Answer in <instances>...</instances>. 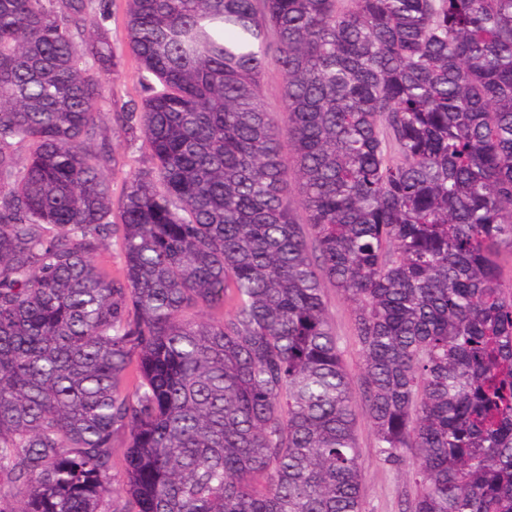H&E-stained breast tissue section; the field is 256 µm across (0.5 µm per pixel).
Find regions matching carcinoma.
Listing matches in <instances>:
<instances>
[{
	"label": "carcinoma",
	"instance_id": "carcinoma-1",
	"mask_svg": "<svg viewBox=\"0 0 512 512\" xmlns=\"http://www.w3.org/2000/svg\"><path fill=\"white\" fill-rule=\"evenodd\" d=\"M106 19L0 0V512H363L361 412L405 512H512V0H126L117 200ZM109 1V18L104 23L105 37L112 47V52L122 58V65L112 75H103L104 98L101 108L105 112L104 130L108 141L112 144L117 165L112 170V194L118 198L124 187L127 173L132 169L145 168L149 158L142 147L141 139L125 135L118 119L130 103H138L141 99L138 66L127 48L125 30V0ZM282 76L275 68H271L264 77V91L269 109L278 112L282 90ZM327 303L330 320L338 338L343 358L352 374L356 377L361 366V347L355 335L351 307L333 288L327 289Z\"/></svg>",
	"mask_w": 512,
	"mask_h": 512
}]
</instances>
